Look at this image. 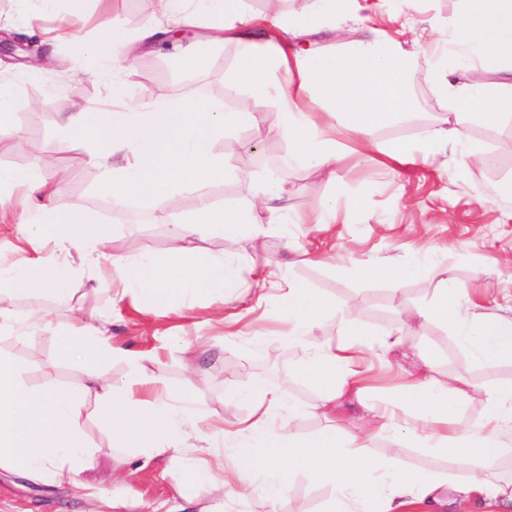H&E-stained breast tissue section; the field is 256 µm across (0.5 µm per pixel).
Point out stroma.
<instances>
[{
    "instance_id": "35a3bbf8",
    "label": "stroma",
    "mask_w": 512,
    "mask_h": 512,
    "mask_svg": "<svg viewBox=\"0 0 512 512\" xmlns=\"http://www.w3.org/2000/svg\"><path fill=\"white\" fill-rule=\"evenodd\" d=\"M156 0H87L83 19L65 8L47 14L39 0H0V29L30 42V33L55 28L57 38L43 44L44 53L68 60L56 71L39 62L12 57L0 59V82L13 86L25 100L11 126L0 128V168L45 173V158L66 171L52 182L54 201L81 211L91 223L103 226L110 243L106 258L92 268L71 257L64 274L69 291L53 299L35 293L11 297L8 307L19 318L14 336L0 335V353L23 366L26 386L80 389L89 372L110 381L128 375L119 357L106 362L78 364L64 359L60 342L51 332L34 327L31 315L56 311L64 322L105 323L112 346L143 356L142 372L172 391L190 393L206 415L225 411V382L263 389L288 379L302 350L288 345L285 327L273 320L279 308L276 291H268L265 310L249 312L253 274L239 268L241 290L220 298L199 297L193 304L172 302L152 308L142 298L113 303L110 290L112 261L134 259L140 253L164 254L173 225L192 223L196 193L187 189L161 196L155 204L137 197L115 203L102 189L109 172L89 162V143L61 138L62 113L86 103L101 111L112 108V82L120 80L127 96L142 101L192 95L217 108L234 107L239 88L229 85L237 49L226 44L212 49L203 71L188 72L168 56L142 49L135 60L98 55L90 50L96 38L99 14H106L114 29L134 36L140 24L152 21ZM418 112L398 122L378 126L373 147H366L347 131L338 137L349 152L336 166V178L289 163L292 148L279 135L280 116L272 103L258 104L259 122L247 131L230 132L214 140V152L230 161L247 157L249 163L276 168L288 188V211L293 219L287 233L271 231L258 241L244 238L249 255L280 267L282 273L333 299L334 311L320 321L307 338L309 345L342 339L347 312L361 305L366 328L391 327L397 314L431 299L439 288L432 271L451 267L467 288H496L512 279V200L497 196L496 187L512 178V117L487 124L471 114L461 120L470 137L494 156L493 165L453 179L434 166L415 161L390 174L379 163L375 144L420 141L431 118L440 116L442 102L426 84L415 88ZM337 200L336 223L331 233L315 223L318 196ZM158 209L167 223L152 222L148 213ZM380 262L370 272L372 262ZM434 353L441 375L463 374L483 387L512 382V362L485 370L474 369L453 331L439 322L418 325L403 352L393 355L385 369H374L379 394L394 396L405 373L422 374L424 358ZM77 422L92 451L90 465L78 473L76 485L34 483L17 473L0 470V512H264L259 500L242 501L200 484L181 495L170 473L168 455L149 464L123 448L112 447L108 428L82 408ZM111 491V502L87 497L85 485ZM332 490L294 475L279 512H324Z\"/></svg>"
}]
</instances>
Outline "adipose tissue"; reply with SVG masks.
I'll use <instances>...</instances> for the list:
<instances>
[{
    "label": "adipose tissue",
    "mask_w": 512,
    "mask_h": 512,
    "mask_svg": "<svg viewBox=\"0 0 512 512\" xmlns=\"http://www.w3.org/2000/svg\"><path fill=\"white\" fill-rule=\"evenodd\" d=\"M467 2L462 20L454 24L411 14L403 24L415 39L455 43L470 60L469 75L461 82L454 78L453 64L421 58L404 41L374 29L337 50L318 44L317 34L335 14L365 25L368 0H300L294 14L270 18L248 13L244 0H158L162 21L141 32V45L167 55L180 68L199 70L207 61L201 41L234 44V76L249 86L250 97L221 112L192 97L134 104L117 86L111 111L88 104L62 117L60 127L67 135L93 144L91 161L111 162L112 177L103 190L113 200L133 194L150 202L186 188L199 194L193 223L175 227L165 256L144 253L131 261L114 260L123 292L158 305L176 296L223 295L235 285L234 266L248 259H213L189 248L186 240L196 225L235 243L245 234L260 239L268 225L289 223L288 191L277 174H269L260 186L241 181L239 168L212 149L224 133L257 124V100L276 105L279 132L291 144L293 160L329 173L345 152L337 127L368 138L377 126L406 113L413 105V85L426 83L437 91L446 114L428 128L417 151L422 159L455 176L484 164L485 149L471 141L458 116L469 112L493 123L512 115V0ZM180 29H200L204 35L182 41L173 36ZM236 179L245 205L217 210L207 186ZM261 211L266 220L258 219ZM16 231L26 246L12 263L0 265V284L18 293L65 294L62 259L75 253L95 265L108 243L103 228L51 203L28 211ZM49 246L54 249L50 257L45 254ZM433 274L440 284L437 294L425 306L400 314L393 327L372 331L354 317L347 339L310 348L305 340L333 302L299 282L280 279L277 270L262 274L277 282L286 342L306 348L297 376L319 390L310 412L328 415L342 397L352 395L368 414L357 431L337 424L300 439L275 427V413L294 404L284 383L260 390L225 384L230 407L203 429L196 425L193 400L171 397L164 383L143 375L135 353L125 355L131 368L126 379L105 384L92 374L78 391L30 389L20 365L0 355V470L36 482L72 481L88 466L76 415L91 400L95 416L112 432L114 447L134 449L147 460L168 454L173 474L189 486L218 480L227 494L274 503L290 478L302 473L332 489L327 512H428L450 503L464 512L470 502L484 505L486 512H512L511 383L479 392L465 376L430 375L403 384L395 399L381 400L371 392L368 356L387 358L422 321L453 329L475 367L512 361V284L499 288L502 302L492 310L482 293L458 287L450 268H436ZM36 323L56 333L69 360L82 361L91 354L107 359L117 353L97 326L65 330L47 313L38 315ZM478 392L483 395L482 414L476 422H463ZM242 400L250 405L244 416L234 410ZM380 436L449 456L450 467L415 472L401 466L398 453L384 459L367 455V442ZM227 443L233 446L230 462L215 472L204 456Z\"/></svg>",
    "instance_id": "1"
}]
</instances>
